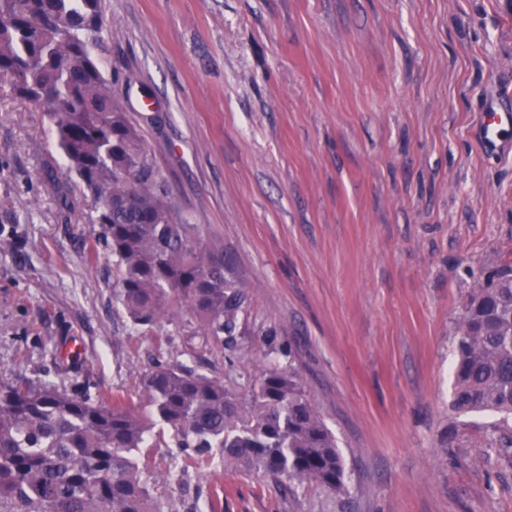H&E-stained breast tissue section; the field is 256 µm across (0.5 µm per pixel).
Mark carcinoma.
Masks as SVG:
<instances>
[{"label": "carcinoma", "mask_w": 512, "mask_h": 512, "mask_svg": "<svg viewBox=\"0 0 512 512\" xmlns=\"http://www.w3.org/2000/svg\"><path fill=\"white\" fill-rule=\"evenodd\" d=\"M102 0H0V79L45 112L55 145L95 201L92 223L116 258L118 297L136 326L165 314L197 339L232 350L249 295L185 222L97 55ZM451 408L512 420V265L467 292L456 325ZM184 452L170 482L218 452L224 465L340 493L346 463L293 368L266 369L248 399L198 369L159 359L139 404L52 382H0V512H172L137 457L154 429Z\"/></svg>", "instance_id": "1"}]
</instances>
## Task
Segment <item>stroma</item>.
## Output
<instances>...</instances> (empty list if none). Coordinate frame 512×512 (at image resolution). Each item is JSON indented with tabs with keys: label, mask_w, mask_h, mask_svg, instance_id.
Wrapping results in <instances>:
<instances>
[{
	"label": "stroma",
	"mask_w": 512,
	"mask_h": 512,
	"mask_svg": "<svg viewBox=\"0 0 512 512\" xmlns=\"http://www.w3.org/2000/svg\"><path fill=\"white\" fill-rule=\"evenodd\" d=\"M100 58L183 217L250 296L203 372L293 365L349 475L153 483L176 512H512V428L451 406L464 294L512 263V0H104ZM93 199L0 90V381L139 401L174 324L133 327ZM99 260H92L93 249ZM512 109L504 107L501 111L486 112L484 117V129L486 137L492 141L494 137L512 126Z\"/></svg>",
	"instance_id": "35a3bbf8"
}]
</instances>
